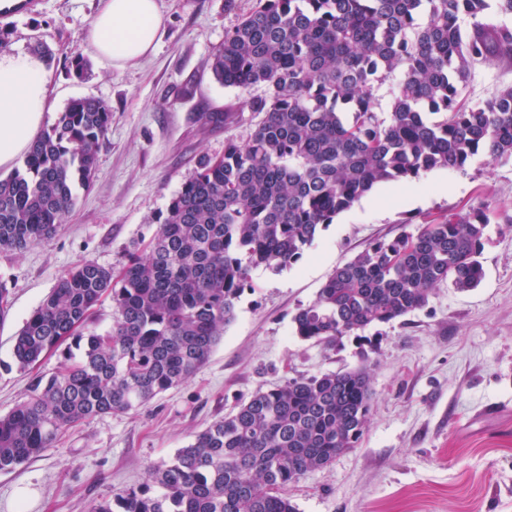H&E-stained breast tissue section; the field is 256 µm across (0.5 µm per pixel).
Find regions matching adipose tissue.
I'll return each instance as SVG.
<instances>
[{
    "label": "adipose tissue",
    "instance_id": "ef3b65f1",
    "mask_svg": "<svg viewBox=\"0 0 512 512\" xmlns=\"http://www.w3.org/2000/svg\"><path fill=\"white\" fill-rule=\"evenodd\" d=\"M164 21L158 0H99L87 42L112 67H133L154 52ZM51 109L45 59L33 52L0 51V169L27 153Z\"/></svg>",
    "mask_w": 512,
    "mask_h": 512
}]
</instances>
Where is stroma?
I'll return each mask as SVG.
<instances>
[{
    "instance_id": "obj_1",
    "label": "stroma",
    "mask_w": 512,
    "mask_h": 512,
    "mask_svg": "<svg viewBox=\"0 0 512 512\" xmlns=\"http://www.w3.org/2000/svg\"><path fill=\"white\" fill-rule=\"evenodd\" d=\"M98 0H22L0 11L11 47L45 41L54 108L103 99L112 123L98 149L90 188L79 190L59 232L27 250L0 251V281L11 304L0 318V415L8 414L57 357L22 371L13 338L83 260L120 268L134 244L193 174L201 156L219 157L227 136L258 121L244 92L209 68L224 32L255 0H159L166 20L153 54L115 69L93 59L86 34ZM90 60L83 77L75 59ZM512 84V65L476 66L464 98L482 104ZM235 110L231 125L200 114ZM382 183L324 230L293 267L251 272L235 320L208 361L185 382L123 414L68 430L41 456L0 471V512H87L94 502L146 483L193 435L235 412L255 393L300 375L368 361L372 405L356 448L308 472L286 493L299 512H512V160L478 156L462 170H433L394 193ZM472 209L490 222L479 286L444 284L404 319L343 337L336 347L295 336L292 318L311 303L337 266L370 243Z\"/></svg>"
}]
</instances>
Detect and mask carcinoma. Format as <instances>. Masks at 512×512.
I'll use <instances>...</instances> for the list:
<instances>
[{
    "label": "carcinoma",
    "mask_w": 512,
    "mask_h": 512,
    "mask_svg": "<svg viewBox=\"0 0 512 512\" xmlns=\"http://www.w3.org/2000/svg\"><path fill=\"white\" fill-rule=\"evenodd\" d=\"M488 9V0H256L210 68L248 92L245 106L261 119L246 138L227 136L223 156L199 159L119 271L77 264L18 331L19 369L55 353L59 361L0 416V470L192 376L235 320L251 270L297 264L375 185L462 170L480 154L512 159V85L480 106L460 99L475 66L512 64V28ZM111 119L102 99L70 100L23 166L0 177L1 251L58 232L93 181ZM488 223L472 209L372 243L298 310L295 335L334 347L424 308L441 284L476 287ZM105 298L113 324L98 332L89 322ZM371 396L364 363L290 378L195 434L150 484L89 512H297L286 488L357 446Z\"/></svg>",
    "instance_id": "cac0c4a2"
}]
</instances>
